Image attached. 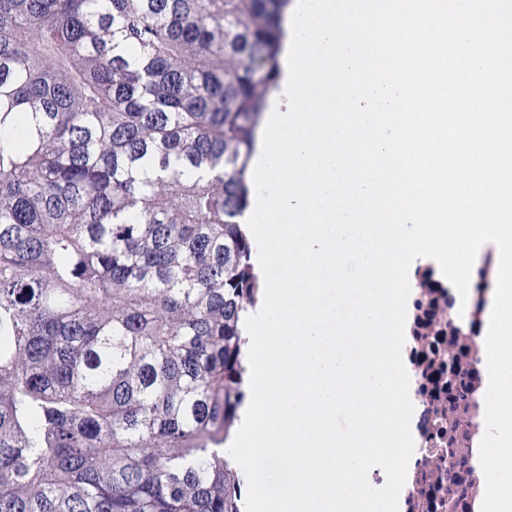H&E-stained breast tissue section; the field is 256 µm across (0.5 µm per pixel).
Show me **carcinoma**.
Here are the masks:
<instances>
[{
  "label": "carcinoma",
  "instance_id": "cac0c4a2",
  "mask_svg": "<svg viewBox=\"0 0 512 512\" xmlns=\"http://www.w3.org/2000/svg\"><path fill=\"white\" fill-rule=\"evenodd\" d=\"M289 0H0V512H243L242 218Z\"/></svg>",
  "mask_w": 512,
  "mask_h": 512
}]
</instances>
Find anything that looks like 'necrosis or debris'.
Masks as SVG:
<instances>
[{
    "label": "necrosis or debris",
    "instance_id": "4bbe7bcc",
    "mask_svg": "<svg viewBox=\"0 0 512 512\" xmlns=\"http://www.w3.org/2000/svg\"><path fill=\"white\" fill-rule=\"evenodd\" d=\"M484 281L467 296L434 263L417 265L410 283L402 360L418 410L413 470L401 512H476L486 481L474 451L486 432V315ZM458 373L448 374L450 353Z\"/></svg>",
    "mask_w": 512,
    "mask_h": 512
}]
</instances>
